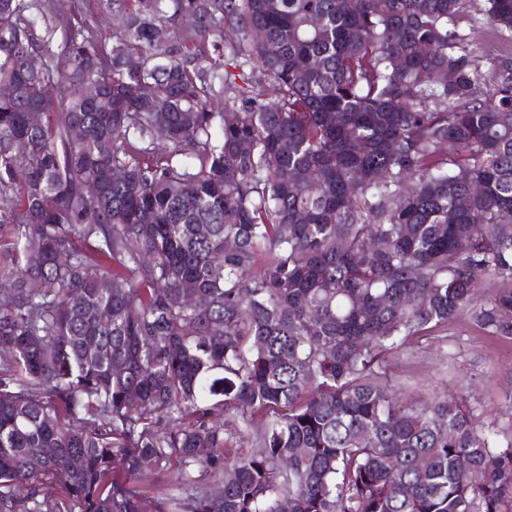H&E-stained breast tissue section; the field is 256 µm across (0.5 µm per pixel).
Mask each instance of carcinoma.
I'll return each mask as SVG.
<instances>
[{
	"mask_svg": "<svg viewBox=\"0 0 512 512\" xmlns=\"http://www.w3.org/2000/svg\"><path fill=\"white\" fill-rule=\"evenodd\" d=\"M137 4L107 51L0 0V512H512V438L381 365L464 311L512 339V287L477 303L512 283V57L481 84L463 0ZM481 15L512 33V0ZM146 471L175 493L117 479ZM190 46L192 51L205 55V64L215 66L217 69L224 67V61L227 60L229 51L222 47L220 39L216 35L196 34L192 37Z\"/></svg>",
	"mask_w": 512,
	"mask_h": 512,
	"instance_id": "obj_1",
	"label": "carcinoma"
}]
</instances>
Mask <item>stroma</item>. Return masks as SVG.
I'll return each instance as SVG.
<instances>
[{"label":"stroma","instance_id":"1","mask_svg":"<svg viewBox=\"0 0 512 512\" xmlns=\"http://www.w3.org/2000/svg\"><path fill=\"white\" fill-rule=\"evenodd\" d=\"M480 3L464 0L460 31L479 56L512 53V34L499 33L487 23L478 12ZM64 19L73 25L92 21L102 46L111 48L119 20L99 0H69ZM437 334L432 342L407 341L400 353L384 359L392 384L413 400L435 392L465 393L486 428L503 437L512 435V340L490 336L465 313Z\"/></svg>","mask_w":512,"mask_h":512}]
</instances>
